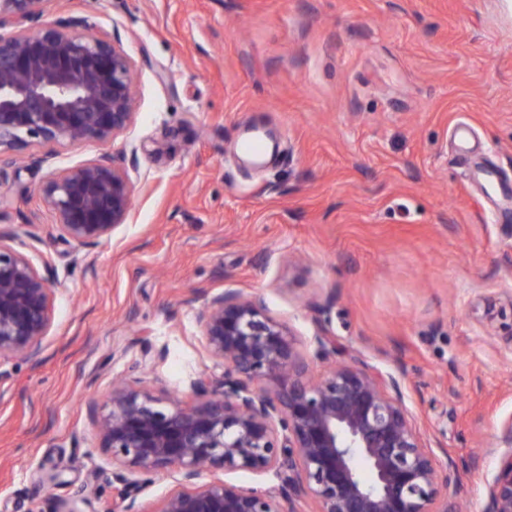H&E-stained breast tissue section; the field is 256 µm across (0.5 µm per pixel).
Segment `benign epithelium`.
I'll use <instances>...</instances> for the list:
<instances>
[{"label":"benign epithelium","instance_id":"7a95c632","mask_svg":"<svg viewBox=\"0 0 512 512\" xmlns=\"http://www.w3.org/2000/svg\"><path fill=\"white\" fill-rule=\"evenodd\" d=\"M44 0H0L21 29L0 36V154L40 143L107 141L135 119L132 63L119 42L85 33L86 19L38 26ZM129 173L103 155L41 188L60 238L81 245L110 238L131 215ZM0 232V362H41L54 298L65 283L41 274ZM473 308L498 352L512 356V289L480 291ZM204 346L224 373L190 382L193 401L123 379L109 401L88 404L100 447L122 485L123 512H462L448 496L459 479L441 463L408 411L402 379L375 371L327 334L301 350L290 327L258 297L216 293L196 311ZM326 368L316 377L311 365ZM271 385L261 386L259 382ZM494 475L482 512H512V415L482 449ZM175 484L150 511L138 496L160 472ZM248 472L262 488L204 476Z\"/></svg>","mask_w":512,"mask_h":512}]
</instances>
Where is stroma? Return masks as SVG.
Here are the masks:
<instances>
[{
  "instance_id": "35a3bbf8",
  "label": "stroma",
  "mask_w": 512,
  "mask_h": 512,
  "mask_svg": "<svg viewBox=\"0 0 512 512\" xmlns=\"http://www.w3.org/2000/svg\"><path fill=\"white\" fill-rule=\"evenodd\" d=\"M42 10L44 23L85 18L91 36L119 40L138 103L115 139L0 155V230L66 285L41 364L11 360L0 379V512H53L59 497L114 512L87 405L117 379L179 397L189 379L222 374L188 300L225 289L262 297L300 347L325 329L402 376L421 434L443 435L436 454L457 464L451 497L481 512L493 470L472 456L512 415V360L472 309L475 289L512 288V0ZM253 127L278 142L260 167L239 148ZM104 154L136 186L131 218L98 244L63 241L38 189ZM45 467L62 475L50 493Z\"/></svg>"
}]
</instances>
